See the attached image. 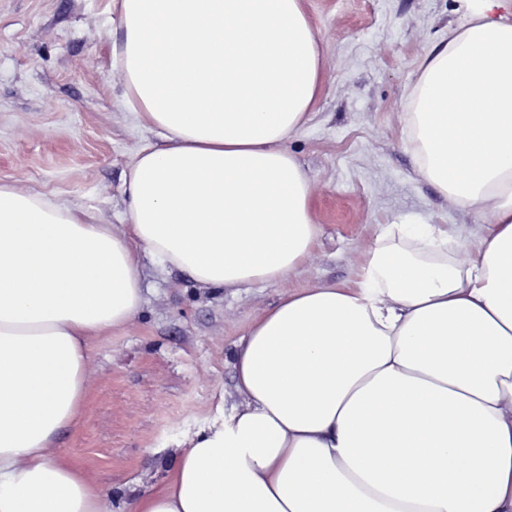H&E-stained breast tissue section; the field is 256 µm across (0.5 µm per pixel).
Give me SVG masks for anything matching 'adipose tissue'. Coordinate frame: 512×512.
I'll use <instances>...</instances> for the list:
<instances>
[{"label": "adipose tissue", "mask_w": 512, "mask_h": 512, "mask_svg": "<svg viewBox=\"0 0 512 512\" xmlns=\"http://www.w3.org/2000/svg\"><path fill=\"white\" fill-rule=\"evenodd\" d=\"M121 96L161 145L127 222L0 183V512H112L63 457L94 341L142 307L140 252L204 288L293 272L319 233L285 146L324 59L303 0H114ZM475 0L408 93L417 171L488 216L466 260L382 227L352 285L282 297L231 352L238 400L123 512H512V15ZM400 246H393V239Z\"/></svg>", "instance_id": "ef3b65f1"}]
</instances>
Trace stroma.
Returning a JSON list of instances; mask_svg holds the SVG:
<instances>
[{"label": "stroma", "instance_id": "obj_1", "mask_svg": "<svg viewBox=\"0 0 512 512\" xmlns=\"http://www.w3.org/2000/svg\"><path fill=\"white\" fill-rule=\"evenodd\" d=\"M325 72L306 124L287 141L313 184L320 234L273 283L207 289L141 254L144 301L102 336L85 415L61 452L101 487L148 492L185 439L234 402L230 351L281 297L355 282L382 225L438 224L461 256L485 216L417 172L406 99L420 65L459 24L458 0H304ZM112 0H0V181L125 223L124 178L156 142L127 109L111 62Z\"/></svg>", "mask_w": 512, "mask_h": 512}]
</instances>
